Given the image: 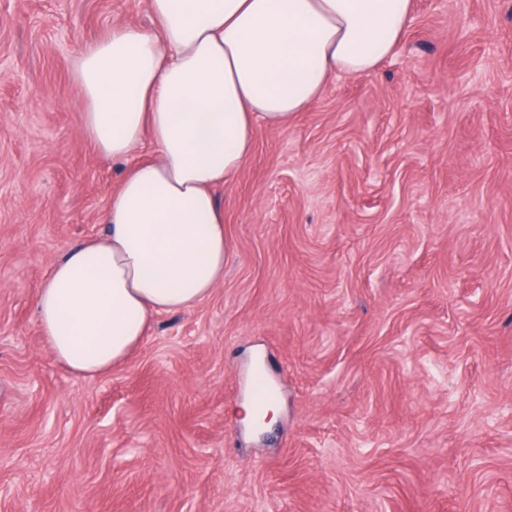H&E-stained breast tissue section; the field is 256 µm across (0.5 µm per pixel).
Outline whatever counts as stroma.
<instances>
[{
    "mask_svg": "<svg viewBox=\"0 0 512 512\" xmlns=\"http://www.w3.org/2000/svg\"><path fill=\"white\" fill-rule=\"evenodd\" d=\"M411 10L376 71L259 128L216 192L223 284L91 379L34 306L123 175L72 68L152 18L0 0V512H512V0Z\"/></svg>",
    "mask_w": 512,
    "mask_h": 512,
    "instance_id": "stroma-1",
    "label": "stroma"
}]
</instances>
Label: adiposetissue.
<instances>
[{
	"instance_id": "obj_1",
	"label": "adipose tissue",
	"mask_w": 512,
	"mask_h": 512,
	"mask_svg": "<svg viewBox=\"0 0 512 512\" xmlns=\"http://www.w3.org/2000/svg\"><path fill=\"white\" fill-rule=\"evenodd\" d=\"M156 26L120 23L74 64L81 129L127 169L104 236L71 246L35 295L51 353L73 373L123 364L153 317L224 281L230 241L218 187L336 74L377 69L411 22L410 0H148ZM151 142L153 155L136 154Z\"/></svg>"
}]
</instances>
